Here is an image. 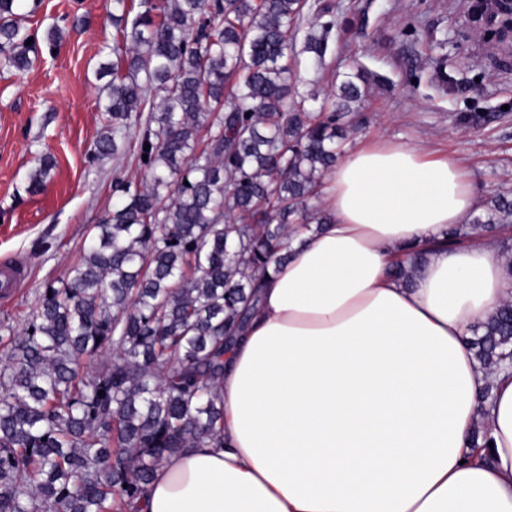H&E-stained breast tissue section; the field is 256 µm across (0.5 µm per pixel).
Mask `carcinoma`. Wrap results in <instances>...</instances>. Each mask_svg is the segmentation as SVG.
<instances>
[{
	"label": "carcinoma",
	"mask_w": 512,
	"mask_h": 512,
	"mask_svg": "<svg viewBox=\"0 0 512 512\" xmlns=\"http://www.w3.org/2000/svg\"><path fill=\"white\" fill-rule=\"evenodd\" d=\"M22 2L0 0V69L24 71L38 57ZM107 6L118 39L89 160L118 157L133 127L144 178L114 182L121 204L67 280L38 292L23 334L0 327V512H146L166 457L224 443V354L290 226L328 223L307 201L363 96L351 79L322 99L300 90L288 41L307 0ZM54 167L40 158L32 191ZM511 223L502 194L486 219L452 228L448 244ZM481 329L471 345L494 368L512 352V303Z\"/></svg>",
	"instance_id": "carcinoma-1"
}]
</instances>
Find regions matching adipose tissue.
I'll return each instance as SVG.
<instances>
[{
	"instance_id": "ef3b65f1",
	"label": "adipose tissue",
	"mask_w": 512,
	"mask_h": 512,
	"mask_svg": "<svg viewBox=\"0 0 512 512\" xmlns=\"http://www.w3.org/2000/svg\"><path fill=\"white\" fill-rule=\"evenodd\" d=\"M320 200L329 223L292 231L224 356L223 445L167 457L148 512H512V367L468 342L512 266L449 245L478 205L460 162L380 141Z\"/></svg>"
}]
</instances>
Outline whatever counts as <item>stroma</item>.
Wrapping results in <instances>:
<instances>
[{"mask_svg":"<svg viewBox=\"0 0 512 512\" xmlns=\"http://www.w3.org/2000/svg\"><path fill=\"white\" fill-rule=\"evenodd\" d=\"M330 8L324 57L293 40L306 92L325 95L351 74L366 95L354 107L346 150L384 138L428 146L460 160L480 197L512 194V54L472 21L471 0H309ZM39 58L17 75L0 74V263L24 267L10 295L0 294V323L22 330L37 288L66 279L94 229L118 197L116 179L140 182L131 156L89 162L105 115L97 71L111 62L116 36L105 0H41L24 13ZM62 31L50 46V27ZM55 159L39 193L29 173L43 153Z\"/></svg>","mask_w":512,"mask_h":512,"instance_id":"stroma-1","label":"stroma"}]
</instances>
